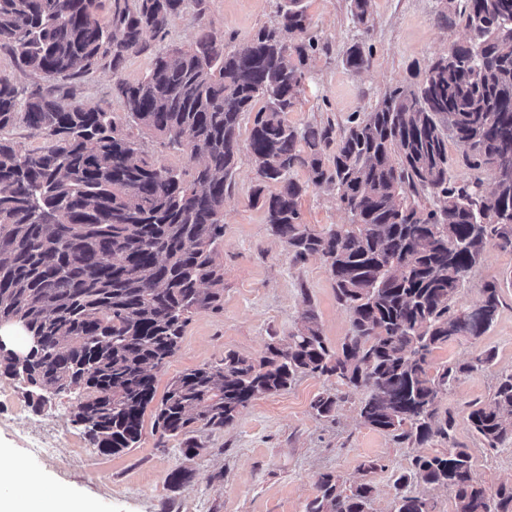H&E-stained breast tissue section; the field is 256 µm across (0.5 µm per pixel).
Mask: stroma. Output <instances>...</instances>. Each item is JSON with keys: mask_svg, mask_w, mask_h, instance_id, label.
I'll return each instance as SVG.
<instances>
[{"mask_svg": "<svg viewBox=\"0 0 512 512\" xmlns=\"http://www.w3.org/2000/svg\"><path fill=\"white\" fill-rule=\"evenodd\" d=\"M205 13L188 8L174 17L164 39L129 56L120 77L108 65L67 84L75 99L122 113L114 92L116 79L134 83L151 68L156 54L171 46L190 44L200 30L235 45L245 44L262 27L274 24L285 0H205ZM320 38L305 66L299 101L287 118L302 128L309 124L347 128L355 114L370 112L389 91L417 86L429 60L447 52L452 41L465 39L461 21L444 16L445 0H374L367 27L357 26L350 0H301ZM370 55L367 68L346 64L354 43ZM256 184L248 154H241L233 182L225 193L224 304L218 311L193 314L179 349L156 372L158 392L172 378L211 364L225 352L257 358L269 343L287 339L306 311H314L331 347L351 333L348 312L336 301L335 284L320 256L293 259L272 235L264 209L251 201ZM303 220L320 231L348 223L334 190L310 187L299 201ZM512 250L490 247L474 267L459 297L475 304L484 283H502V305L490 329L475 341L461 340L436 349L434 365L463 362L490 350L492 364L451 383L440 402L456 419L455 440L470 449L476 478L495 488L512 483V444L492 450L471 431L467 416L472 404L489 402L498 375L512 371ZM338 394L331 418L316 417L315 397ZM369 388H348L335 380L302 376L288 390L261 396L221 428H202L195 437L198 455L187 458L176 439L160 440L152 413H145L138 447L116 455L92 448L82 427L73 424V395L54 396L34 412L17 379H0V452L23 460L41 483L62 487L85 502L91 512H305L317 493L321 475L340 477L344 487L361 481L374 489L371 512H391L396 478L415 455L445 452L447 440L435 437L411 447L366 425L359 405ZM53 443L50 453L37 449ZM377 467L363 471L367 461ZM189 471L182 486L171 487L169 475Z\"/></svg>", "mask_w": 512, "mask_h": 512, "instance_id": "stroma-1", "label": "stroma"}]
</instances>
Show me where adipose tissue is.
Here are the masks:
<instances>
[{"label": "adipose tissue", "instance_id": "1", "mask_svg": "<svg viewBox=\"0 0 512 512\" xmlns=\"http://www.w3.org/2000/svg\"><path fill=\"white\" fill-rule=\"evenodd\" d=\"M0 512H88L62 489L45 491L18 459L0 456Z\"/></svg>", "mask_w": 512, "mask_h": 512}]
</instances>
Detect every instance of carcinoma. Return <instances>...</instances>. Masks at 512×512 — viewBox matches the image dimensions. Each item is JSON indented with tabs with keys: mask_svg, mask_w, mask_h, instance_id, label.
Masks as SVG:
<instances>
[{
	"mask_svg": "<svg viewBox=\"0 0 512 512\" xmlns=\"http://www.w3.org/2000/svg\"><path fill=\"white\" fill-rule=\"evenodd\" d=\"M191 1L203 15L204 0H112L108 18L100 0H0V47L20 70L51 79L106 58L117 75ZM299 3L287 0L277 22L242 46L203 30L192 45L158 54L142 80L116 82L121 116L68 93L24 96L0 79V326L38 339L23 358L0 346V378L22 380L37 412L54 395L77 394L72 422L107 455L138 447L151 406L155 431L181 439L187 458L201 449L197 427H224L302 375L334 378L370 388L359 414L372 428L412 445L448 440L446 452L415 456L396 479L392 512H435L431 499L401 492L412 479L454 492L455 512H512V484L493 491L476 480L453 415L439 407L448 386L492 354L431 362L437 348L481 337L501 305L495 282L473 305L458 296L490 246L512 248V176L494 187L452 182L448 139L464 146L472 169L512 170V0H466L467 38L448 44L451 64L428 67L415 90L385 94L339 135L330 124L288 123L318 45ZM350 7L367 25L372 0ZM346 62L362 70L369 56L355 43ZM248 112L247 150L260 162L252 201L295 259H324L351 334L332 349L308 311L260 360L227 351L174 377L157 401L155 372L179 348L191 314L224 300V189ZM18 125L49 145L19 150L6 136ZM133 128L185 154L192 169L157 164ZM297 168L308 182L292 177ZM269 183L279 191L265 194ZM311 184L334 188L351 222L323 234L305 224L299 199ZM426 195L431 208L420 204ZM337 403L325 392L311 408L330 418ZM468 422L490 449L512 441V373L498 377L492 400L474 406ZM317 487L305 512H370L367 482L346 492L326 473Z\"/></svg>",
	"mask_w": 512,
	"mask_h": 512,
	"instance_id": "obj_1",
	"label": "carcinoma"
}]
</instances>
